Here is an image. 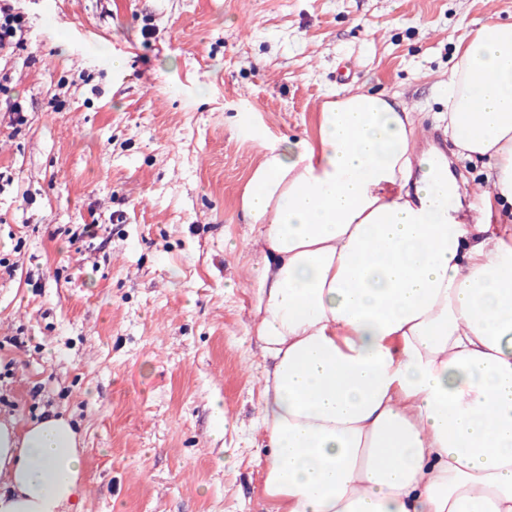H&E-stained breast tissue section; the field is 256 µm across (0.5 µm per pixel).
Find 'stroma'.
<instances>
[{
	"label": "stroma",
	"instance_id": "obj_1",
	"mask_svg": "<svg viewBox=\"0 0 512 512\" xmlns=\"http://www.w3.org/2000/svg\"><path fill=\"white\" fill-rule=\"evenodd\" d=\"M14 7L30 33L0 59L26 109L14 125L0 103V417L71 419L81 512H267L247 175L359 89L442 138L435 85L466 24L512 22V0Z\"/></svg>",
	"mask_w": 512,
	"mask_h": 512
}]
</instances>
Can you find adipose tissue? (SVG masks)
<instances>
[{
	"label": "adipose tissue",
	"instance_id": "adipose-tissue-1",
	"mask_svg": "<svg viewBox=\"0 0 512 512\" xmlns=\"http://www.w3.org/2000/svg\"><path fill=\"white\" fill-rule=\"evenodd\" d=\"M440 89L449 141L490 165L486 219L369 91L264 148L238 198L274 512H512V23L472 21ZM80 443L0 418V512H76Z\"/></svg>",
	"mask_w": 512,
	"mask_h": 512
}]
</instances>
